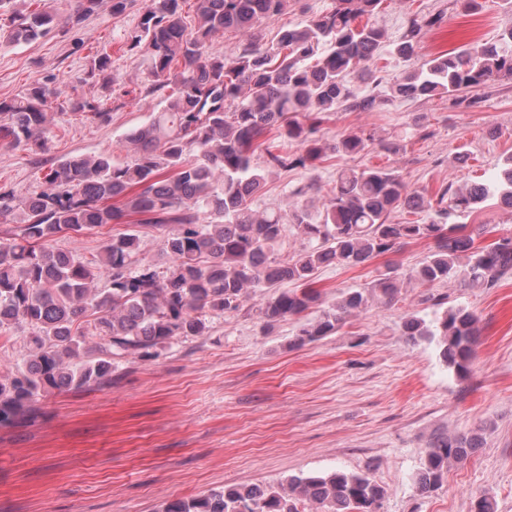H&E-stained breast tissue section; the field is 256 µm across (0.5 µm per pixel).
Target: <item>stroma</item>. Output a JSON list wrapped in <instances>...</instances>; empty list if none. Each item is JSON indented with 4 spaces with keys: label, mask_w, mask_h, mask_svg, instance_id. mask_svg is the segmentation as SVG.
Segmentation results:
<instances>
[{
    "label": "stroma",
    "mask_w": 512,
    "mask_h": 512,
    "mask_svg": "<svg viewBox=\"0 0 512 512\" xmlns=\"http://www.w3.org/2000/svg\"><path fill=\"white\" fill-rule=\"evenodd\" d=\"M480 3L467 14L450 0H385L373 22L393 41L409 12L444 10L442 25L420 40L418 55L428 58L512 26V6L504 0ZM110 5L103 0L79 30L56 28L31 43L0 40V98L41 82L64 103L76 97L109 114L108 121L91 122L65 105L40 155L0 143V186L39 190L51 164L76 154L131 161L125 137L162 108L163 97L141 98L149 84L147 55L124 45L145 0H134L119 16ZM332 5L290 0L282 14L263 22L261 33L275 39L282 28ZM103 51L112 56L107 85L88 75ZM481 94L473 108L436 97L394 101L375 112H336L318 134L327 146L322 158L271 176L255 205L285 209L296 200L319 209L337 171L348 167L396 170L408 190L430 195L488 177L512 154V80ZM419 114L429 137L414 125ZM347 133L373 141L356 156L334 152ZM389 141L400 145L399 153L382 150ZM298 187L302 195L292 198ZM467 221L487 225L481 246L512 234V208L495 196ZM430 247L421 239L353 267L323 268L315 283L321 303L305 318L319 316L347 290L367 287L386 264L409 272ZM429 294L479 317L466 378L446 367L435 344L413 345L402 334L406 314L433 317L424 301ZM260 301L254 293L238 311L209 315L204 335L176 337L158 356L116 359L111 384L48 395L35 420L0 427V512H156L162 502L211 489L276 486L293 475L333 470L370 472L385 490L381 512H471L484 493L497 512H512V271L493 288L405 285L394 303L372 305L338 332L304 345L296 342L303 318L266 326ZM479 428L481 448L449 469L440 490L420 494L415 475L430 439Z\"/></svg>",
    "instance_id": "stroma-1"
}]
</instances>
